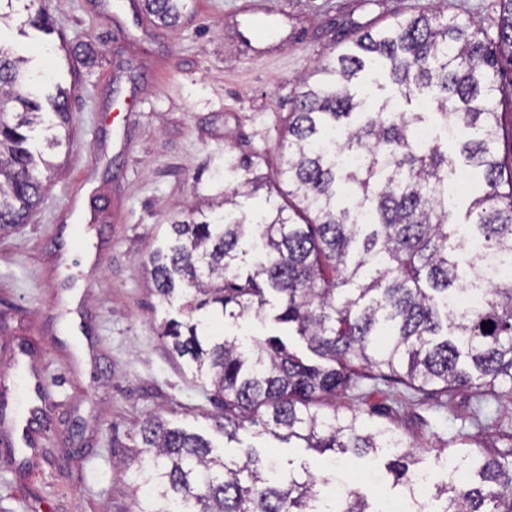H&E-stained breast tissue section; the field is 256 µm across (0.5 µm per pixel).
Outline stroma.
<instances>
[{"mask_svg":"<svg viewBox=\"0 0 512 512\" xmlns=\"http://www.w3.org/2000/svg\"><path fill=\"white\" fill-rule=\"evenodd\" d=\"M42 4L50 32L29 26L21 9L0 43L48 76L35 94L72 88L69 141L25 223L0 231V378L21 359L40 365L48 430L40 446H0V512H136L116 465L151 415L203 435L218 455L274 456L282 482L306 470L373 503L394 495L363 461L338 469L250 426L225 438L212 386L160 336L166 320L185 318L184 301L155 295L146 269L167 225L196 206L232 192L239 212L284 203L266 187L281 167L299 82L355 32L419 13L486 21L493 0H196L173 27L142 0ZM249 175L262 190L241 192ZM212 326L307 352L270 317L231 323L216 313ZM336 406L397 431L441 481L459 440L497 457L512 450L508 396L480 421L468 391L364 380Z\"/></svg>","mask_w":512,"mask_h":512,"instance_id":"obj_1","label":"stroma"}]
</instances>
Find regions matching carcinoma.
<instances>
[{"mask_svg": "<svg viewBox=\"0 0 512 512\" xmlns=\"http://www.w3.org/2000/svg\"><path fill=\"white\" fill-rule=\"evenodd\" d=\"M191 5L144 0L166 26ZM495 5L494 38L477 21L441 14L368 28L317 65L319 80L302 81L280 169L288 204L248 215L196 209L169 225L149 274L162 299L181 293L188 320H170L162 337L210 378L222 410L216 426L225 437L248 422L273 434L284 430L283 439L330 451L334 460L387 452L393 485L406 488L419 472L416 451L395 430L367 428L358 411L336 409L337 394L380 378L416 391L466 389L480 402L501 397L505 385L512 395V278L489 284L475 311L450 308L461 291V268L482 257L512 262V167L505 168L497 150L498 105L512 104L505 72L512 65V0ZM25 10L30 26L49 29L45 9L26 0ZM23 63L0 45V230L25 223L42 195L44 173L54 168L49 154L32 151L30 132L45 125L50 151L68 135L69 91L59 86L44 103L32 98L33 77ZM367 71L387 74L409 105L426 90L437 94L411 112H394L386 100L371 105L361 83ZM432 115L468 132L458 152L438 138L428 145L415 140L416 127ZM336 134L359 162H336L325 147ZM458 154L482 184L467 224L448 212V177ZM468 237L481 242L482 254L468 252ZM248 239L260 241L261 255L245 271L241 244ZM268 293L277 300L274 320L295 330L316 360L277 338L246 346L193 320V312L215 304L230 319H260ZM137 437L119 464L134 489L151 483L137 512H375L366 495L350 488L341 504L317 509L311 475L273 485L268 458L251 450L241 461L225 459L202 435L159 416L147 417ZM452 457L469 468L470 480L436 486L437 512H512L507 462L472 448Z\"/></svg>", "mask_w": 512, "mask_h": 512, "instance_id": "carcinoma-1", "label": "carcinoma"}]
</instances>
